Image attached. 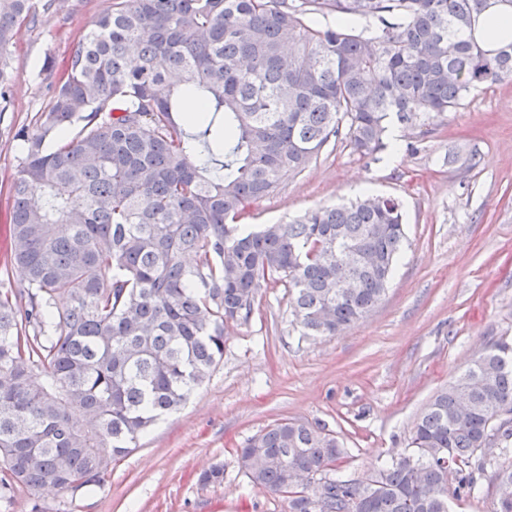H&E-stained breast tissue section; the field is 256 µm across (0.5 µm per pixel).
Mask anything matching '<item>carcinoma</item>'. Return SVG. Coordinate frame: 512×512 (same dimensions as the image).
Instances as JSON below:
<instances>
[{
  "label": "carcinoma",
  "mask_w": 512,
  "mask_h": 512,
  "mask_svg": "<svg viewBox=\"0 0 512 512\" xmlns=\"http://www.w3.org/2000/svg\"><path fill=\"white\" fill-rule=\"evenodd\" d=\"M493 7L512 17V0H115L64 61L44 120L20 134L9 258L24 287L0 293V492L38 509L47 490L100 482L209 378L264 288L288 289L305 337L371 313L406 240L396 199L239 221L329 144L374 160L398 149L392 119L428 121L511 78L512 31L493 49L475 35ZM37 16L34 0H0V99L14 30ZM185 96L198 115L180 116ZM348 454L284 419L238 462L287 512H450V499L484 494L512 512V339L434 393L403 453L343 476ZM223 481L222 465L199 477Z\"/></svg>",
  "instance_id": "obj_1"
}]
</instances>
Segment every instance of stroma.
Wrapping results in <instances>:
<instances>
[{
	"instance_id": "35a3bbf8",
	"label": "stroma",
	"mask_w": 512,
	"mask_h": 512,
	"mask_svg": "<svg viewBox=\"0 0 512 512\" xmlns=\"http://www.w3.org/2000/svg\"><path fill=\"white\" fill-rule=\"evenodd\" d=\"M113 0H53L18 25L11 90L0 100V291L23 277L4 267L9 190L25 159L20 131L42 119L48 87ZM397 152L367 160L327 146L250 208L253 224H288L370 191L403 204L407 241L389 289L368 317L333 337L299 335L284 288H265L248 322L226 331L224 359L187 403L154 425L102 480L51 492L43 512H285L252 487L237 450L276 421L333 432L354 473L402 451L431 396L492 340L512 336V79L469 94L430 124L392 122ZM224 467V481L200 474Z\"/></svg>"
}]
</instances>
